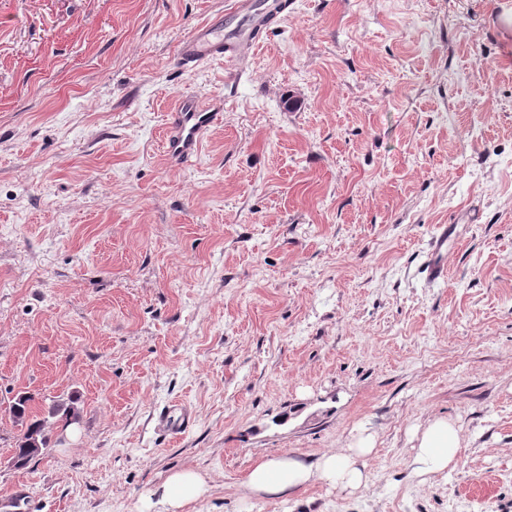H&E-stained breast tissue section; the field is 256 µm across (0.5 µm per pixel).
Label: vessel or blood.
Wrapping results in <instances>:
<instances>
[{"label":"vessel or blood","mask_w":512,"mask_h":512,"mask_svg":"<svg viewBox=\"0 0 512 512\" xmlns=\"http://www.w3.org/2000/svg\"><path fill=\"white\" fill-rule=\"evenodd\" d=\"M238 12L249 15L250 26L235 35H225L222 23L213 22L198 29L179 50L183 68L192 70L216 58L242 66L241 50L258 42L262 33L270 28L273 20L288 10V0H272L268 8L256 7L254 0H237ZM224 105L215 99L205 103L192 95L181 96L174 108L167 113L163 152L174 166L190 162L199 152L205 133L223 116ZM453 225H442L439 234L430 244L426 272L429 278L443 280L448 276L444 252Z\"/></svg>","instance_id":"1"}]
</instances>
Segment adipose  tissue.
<instances>
[{"mask_svg": "<svg viewBox=\"0 0 512 512\" xmlns=\"http://www.w3.org/2000/svg\"><path fill=\"white\" fill-rule=\"evenodd\" d=\"M413 473L420 480L454 468L461 444L456 422L447 417L429 419L412 433ZM372 434H359L350 448L328 452L313 459L284 453L254 463L243 488L255 498H288L322 483L339 491L355 492L368 483V459L375 450ZM204 493V481L192 469L173 472L147 506L152 512H183Z\"/></svg>", "mask_w": 512, "mask_h": 512, "instance_id": "1", "label": "adipose tissue"}]
</instances>
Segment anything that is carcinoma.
I'll use <instances>...</instances> for the list:
<instances>
[{
  "label": "carcinoma",
  "instance_id": "1",
  "mask_svg": "<svg viewBox=\"0 0 512 512\" xmlns=\"http://www.w3.org/2000/svg\"><path fill=\"white\" fill-rule=\"evenodd\" d=\"M78 397L55 400L45 413L37 414L35 397L28 392H19L11 400L9 414L12 421L21 426L13 453L19 457L30 455L29 449L39 448L41 453L49 451L54 425L61 422L67 426L79 418Z\"/></svg>",
  "mask_w": 512,
  "mask_h": 512
}]
</instances>
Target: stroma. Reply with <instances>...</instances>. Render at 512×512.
I'll use <instances>...</instances> for the list:
<instances>
[{"instance_id": "1", "label": "stroma", "mask_w": 512, "mask_h": 512, "mask_svg": "<svg viewBox=\"0 0 512 512\" xmlns=\"http://www.w3.org/2000/svg\"><path fill=\"white\" fill-rule=\"evenodd\" d=\"M291 2L234 84L177 57L235 0H0V496L140 512L191 468L185 512H512V0ZM184 93L224 112L176 168ZM21 391L81 417L16 470ZM435 416L461 448L422 484ZM362 427L366 489L244 502ZM452 224H443L439 234L430 244L426 272L432 280H445L448 271L444 263V251L448 248V237L453 234ZM413 473L422 482L455 467L461 444L456 422L434 417L412 433Z\"/></svg>"}]
</instances>
